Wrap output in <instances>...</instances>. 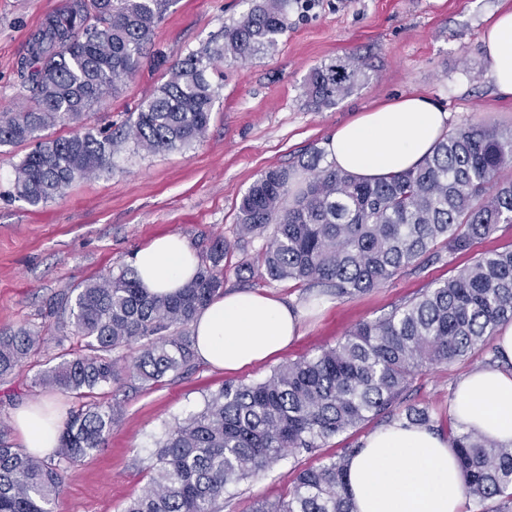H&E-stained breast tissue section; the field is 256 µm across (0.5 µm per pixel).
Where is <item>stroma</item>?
I'll return each instance as SVG.
<instances>
[{
    "instance_id": "stroma-1",
    "label": "stroma",
    "mask_w": 512,
    "mask_h": 512,
    "mask_svg": "<svg viewBox=\"0 0 512 512\" xmlns=\"http://www.w3.org/2000/svg\"><path fill=\"white\" fill-rule=\"evenodd\" d=\"M66 0H0V112H16L30 93L20 84L18 65L31 37ZM503 0H314L290 6L288 31L278 45L246 61H228L208 78L219 90L205 138L190 147L149 153L133 142L120 144L114 167L73 183L64 197L33 206L14 195V166L25 144L0 147V331L52 326L50 302L85 280L131 266L135 252L156 237L184 236L197 255L216 239L229 250L224 288L265 291L301 313V335L278 356L237 372L202 362L162 383L113 385L120 409L106 443L72 464L64 474L53 512H123L151 476L159 441L175 422L199 409L204 394L224 383H253L279 364L317 353L355 324L375 320L436 287L479 253L512 243V226L452 259L422 262L357 298L294 281L272 282L256 262L261 240L240 241V202L263 172L290 168L296 186L307 175L297 161L309 147L323 146L341 124L359 112L399 96L427 95L448 111V126L493 125L512 130V97H503L487 77L480 36ZM246 0H174L156 27L136 77L119 82L95 108L92 125L121 129L142 99L167 79L166 62L219 38L225 25L242 20ZM352 56L367 63L365 78L336 105L313 111L305 81L312 68ZM59 348L30 355L0 379V425L12 443L13 413L28 403L66 415L75 400L35 385ZM497 365L494 342L475 346L466 357L424 368L410 387L411 403L426 408L440 425L452 422L449 404L459 380ZM371 420L329 438L312 456L286 457L224 495V512H253L258 501L289 493L297 469L316 466L343 449L362 444L378 429Z\"/></svg>"
}]
</instances>
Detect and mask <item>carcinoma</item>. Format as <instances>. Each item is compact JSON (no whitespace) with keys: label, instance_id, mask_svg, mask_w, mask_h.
Segmentation results:
<instances>
[{"label":"carcinoma","instance_id":"cac0c4a2","mask_svg":"<svg viewBox=\"0 0 512 512\" xmlns=\"http://www.w3.org/2000/svg\"><path fill=\"white\" fill-rule=\"evenodd\" d=\"M173 0H68L32 38L20 63L31 105L0 113V147L28 143L15 165L14 189L31 205L56 200L69 186L114 166L117 138L88 124L90 111L137 74L154 28ZM291 0H251L243 20L224 27L222 41L168 67L169 78L139 105L124 138L148 152L182 149L208 130L217 94L207 72L228 59L275 47L288 30ZM367 65L342 58L313 68L305 83L317 111L349 95ZM71 124L66 137L44 134ZM311 147L299 165L310 173L292 194V173L264 172L244 195L238 215L243 241L264 239V275L352 298L377 288L429 257L470 250L512 224V131L461 125L444 135L416 167L358 181ZM227 246L215 242L193 282L175 295H150L131 268L86 281L49 309L66 320L57 335L21 328L0 332V378L33 351L70 335L80 349L63 352L35 384L79 399L61 422L48 458L22 452L0 432V512H51L63 475L105 444L118 402L95 391L122 380L112 353L132 342L141 353L127 376L163 382L193 364L189 327L224 292ZM512 321V244L483 252L455 275L387 316L363 321L319 354L276 367L265 380L229 382L200 410L169 430L151 465L153 477L124 512H223L224 493L284 459L310 454L332 436L371 419L434 429L429 411L406 403L417 373L466 356ZM465 489L480 507L512 502V443L472 430L448 429ZM358 452L346 448L316 467L298 470L289 496L254 512H352L346 470Z\"/></svg>","mask_w":512,"mask_h":512}]
</instances>
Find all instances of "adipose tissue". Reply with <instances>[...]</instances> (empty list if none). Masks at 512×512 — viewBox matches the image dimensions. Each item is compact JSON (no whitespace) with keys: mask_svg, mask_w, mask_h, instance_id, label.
<instances>
[{"mask_svg":"<svg viewBox=\"0 0 512 512\" xmlns=\"http://www.w3.org/2000/svg\"><path fill=\"white\" fill-rule=\"evenodd\" d=\"M487 76L512 96V7L482 37ZM448 131V114L423 95L377 105L339 126L325 143L331 162L360 180L397 174L420 163ZM200 261L185 238L168 234L139 249L133 265L142 288L175 294L196 277ZM301 314L258 292L216 296L192 324L197 358L227 371L264 361L300 335ZM496 347L506 369L476 370L456 387L451 415L460 428L512 442V323ZM25 448L38 456L57 446L61 418L29 405L13 415ZM347 492L354 512H463L465 489L457 455L443 434L393 422L370 433L349 461Z\"/></svg>","mask_w":512,"mask_h":512,"instance_id":"ef3b65f1","label":"adipose tissue"}]
</instances>
